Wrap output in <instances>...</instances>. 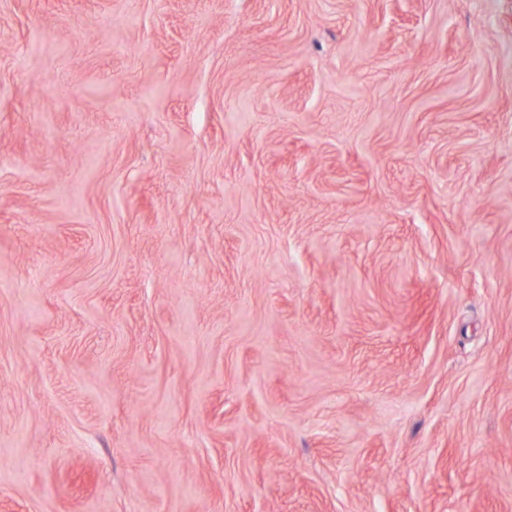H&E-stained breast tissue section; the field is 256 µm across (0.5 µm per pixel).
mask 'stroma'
I'll list each match as a JSON object with an SVG mask.
<instances>
[{
	"label": "stroma",
	"instance_id": "obj_1",
	"mask_svg": "<svg viewBox=\"0 0 512 512\" xmlns=\"http://www.w3.org/2000/svg\"><path fill=\"white\" fill-rule=\"evenodd\" d=\"M0 512H512V0H0Z\"/></svg>",
	"mask_w": 512,
	"mask_h": 512
}]
</instances>
